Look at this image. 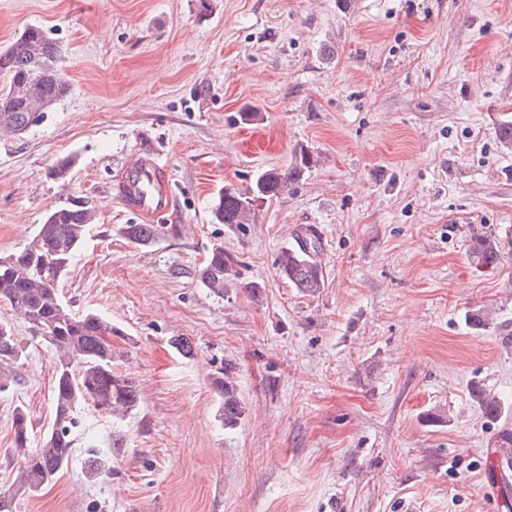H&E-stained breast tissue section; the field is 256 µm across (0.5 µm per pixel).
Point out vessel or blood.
<instances>
[{
  "label": "vessel or blood",
  "instance_id": "obj_1",
  "mask_svg": "<svg viewBox=\"0 0 512 512\" xmlns=\"http://www.w3.org/2000/svg\"><path fill=\"white\" fill-rule=\"evenodd\" d=\"M112 192L125 210L145 217H165L175 210L168 169L151 150H135L123 161Z\"/></svg>",
  "mask_w": 512,
  "mask_h": 512
}]
</instances>
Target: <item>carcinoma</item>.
Masks as SVG:
<instances>
[{
    "instance_id": "carcinoma-1",
    "label": "carcinoma",
    "mask_w": 512,
    "mask_h": 512,
    "mask_svg": "<svg viewBox=\"0 0 512 512\" xmlns=\"http://www.w3.org/2000/svg\"><path fill=\"white\" fill-rule=\"evenodd\" d=\"M0 74L7 82L0 87V128L13 134L28 130L32 110H51L71 90L63 72L61 50L57 43L36 26L26 28L16 42L0 50ZM319 155L305 146L295 148L289 166L269 169L249 185L224 186L212 207L216 224H252L263 203L279 196L288 184L300 179L317 166ZM94 210L86 207H62L53 211L41 224L33 240L20 252L0 263V302L10 306L31 325L36 337L52 351L54 364V420L39 446L29 445L32 427L28 414L19 409L13 421L14 448L20 456L19 470L12 487L0 492V512H13L15 498L41 491L71 462L77 425V409L89 403L103 414L125 418L136 410L139 401L135 381L114 372L116 352L112 348V323L96 314L75 315L62 301L58 285L81 245ZM128 242L141 247L152 245L157 238L154 224H125L120 228ZM321 234L314 225L301 228L294 243L283 248L275 265L279 276L305 296H314L324 288L325 277L320 259ZM467 255L477 271L494 270L512 256V226L500 230L476 229L469 239ZM238 257L213 246L199 270L201 284L219 298L232 287L251 294L260 291L257 282L238 281ZM24 346L11 327L0 322V364L21 359ZM221 399L220 422L234 429L242 420L245 408L234 377L214 382ZM477 403L491 415L501 413L499 397L484 390L474 391ZM123 436H112L106 448L91 445L87 450L88 473L97 476L112 461Z\"/></svg>"
}]
</instances>
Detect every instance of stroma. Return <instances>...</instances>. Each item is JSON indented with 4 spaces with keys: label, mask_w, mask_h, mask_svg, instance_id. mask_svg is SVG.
<instances>
[{
    "label": "stroma",
    "mask_w": 512,
    "mask_h": 512,
    "mask_svg": "<svg viewBox=\"0 0 512 512\" xmlns=\"http://www.w3.org/2000/svg\"><path fill=\"white\" fill-rule=\"evenodd\" d=\"M31 25L61 47L71 91L0 138V256L53 210L94 209L59 293L111 322L114 370L140 401L93 480L86 433L108 441L116 422L80 406L69 467L15 512H503L489 468L512 431V260L478 272L466 250L473 228L512 225L497 134L512 119V0H0V49ZM245 107L262 121L238 123ZM300 145L319 166L255 223H213L225 184L287 168ZM144 147L170 170L177 215L141 248L110 189ZM306 224L322 233L314 298L275 268ZM216 244L259 296L200 284ZM0 320L24 347L0 389L1 491L16 409L37 440L54 414L50 350L7 304ZM228 365L245 407L232 430L213 386Z\"/></svg>",
    "instance_id": "stroma-1"
}]
</instances>
